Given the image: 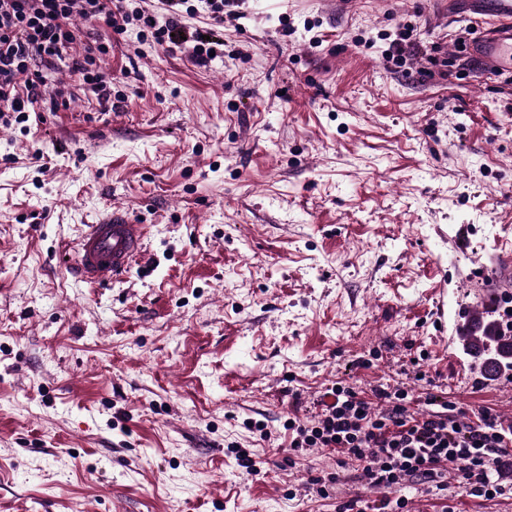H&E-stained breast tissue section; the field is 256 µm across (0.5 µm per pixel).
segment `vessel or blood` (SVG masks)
<instances>
[{"label": "vessel or blood", "instance_id": "vessel-or-blood-1", "mask_svg": "<svg viewBox=\"0 0 512 512\" xmlns=\"http://www.w3.org/2000/svg\"><path fill=\"white\" fill-rule=\"evenodd\" d=\"M464 11L483 28L471 46L472 53L485 62L488 71L511 70L512 0H465ZM144 236L143 225L133 223L123 213L112 212L81 234L73 264L88 283L119 276L130 270L143 251ZM452 346L466 353L462 367L469 377L491 381L502 374L500 361L512 357V332L497 321L496 308L489 302L468 311L466 329L453 336Z\"/></svg>", "mask_w": 512, "mask_h": 512}]
</instances>
